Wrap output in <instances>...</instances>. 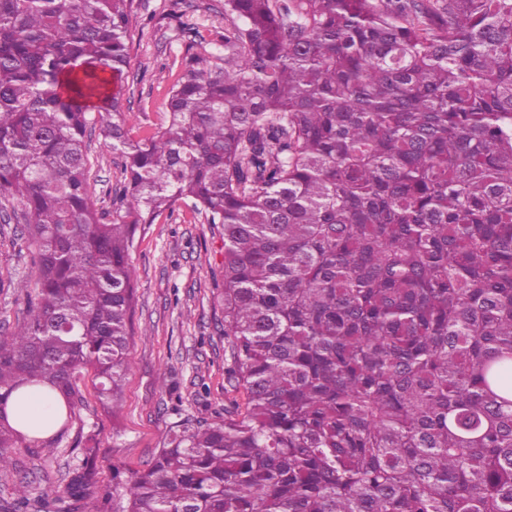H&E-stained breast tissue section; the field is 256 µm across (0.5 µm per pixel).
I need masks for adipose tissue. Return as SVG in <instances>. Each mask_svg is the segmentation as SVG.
I'll use <instances>...</instances> for the list:
<instances>
[{"label":"adipose tissue","instance_id":"ef3b65f1","mask_svg":"<svg viewBox=\"0 0 512 512\" xmlns=\"http://www.w3.org/2000/svg\"><path fill=\"white\" fill-rule=\"evenodd\" d=\"M6 413L11 425L24 437L46 438L58 429L64 405L47 389L29 388L11 396Z\"/></svg>","mask_w":512,"mask_h":512}]
</instances>
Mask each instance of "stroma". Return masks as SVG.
<instances>
[{
	"label": "stroma",
	"instance_id": "obj_1",
	"mask_svg": "<svg viewBox=\"0 0 512 512\" xmlns=\"http://www.w3.org/2000/svg\"><path fill=\"white\" fill-rule=\"evenodd\" d=\"M129 46V87L124 109L134 138L167 127V102L183 72L190 45L180 32H200L197 51L214 50L224 33V0H134ZM89 184L98 211L111 212L122 179V160L102 145L99 129L89 133ZM22 206L0 197V336L11 333L31 302L38 255L23 233ZM223 229L181 205L136 234L132 253L137 306L130 338V367L115 414L103 411L90 373L79 381L82 402L45 439H27L7 449L0 466V501H13L20 483L51 512H112L111 499L90 500L71 510L65 487L82 464L86 448L96 451L98 479L111 487L113 471L142 472L171 431L205 416L224 415Z\"/></svg>",
	"mask_w": 512,
	"mask_h": 512
}]
</instances>
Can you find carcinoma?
Returning a JSON list of instances; mask_svg holds the SVG:
<instances>
[{"label":"carcinoma","mask_w":512,"mask_h":512,"mask_svg":"<svg viewBox=\"0 0 512 512\" xmlns=\"http://www.w3.org/2000/svg\"><path fill=\"white\" fill-rule=\"evenodd\" d=\"M133 3L0 0V193L39 259L0 406L43 384L70 415L85 370L115 407L137 231L189 199L223 228L228 403L113 473L112 512H512V0H224V54L140 139ZM20 441L0 414V461ZM66 492L103 496L93 451ZM91 149L89 153V184L95 208L106 212L112 219V195L123 181L122 159L103 148L99 125L89 131Z\"/></svg>","instance_id":"obj_1"}]
</instances>
